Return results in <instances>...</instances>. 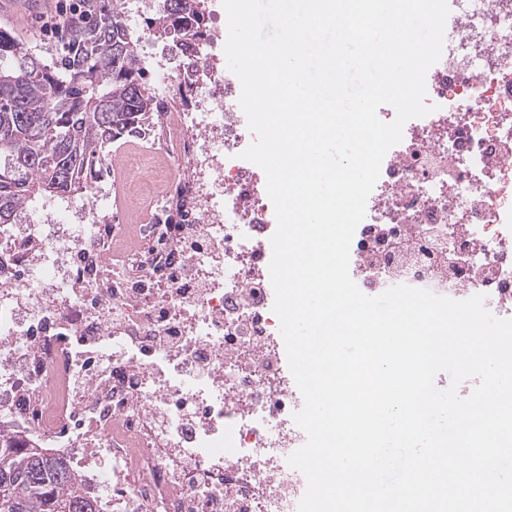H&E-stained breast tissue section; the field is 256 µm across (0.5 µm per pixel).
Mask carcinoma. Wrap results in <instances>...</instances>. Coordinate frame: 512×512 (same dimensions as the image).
Segmentation results:
<instances>
[{
  "mask_svg": "<svg viewBox=\"0 0 512 512\" xmlns=\"http://www.w3.org/2000/svg\"><path fill=\"white\" fill-rule=\"evenodd\" d=\"M197 0H165L156 33L188 50L206 34ZM121 14L104 7L50 61L0 29V225L29 202L78 194L112 143L156 121ZM0 512H101L67 460L0 436Z\"/></svg>",
  "mask_w": 512,
  "mask_h": 512,
  "instance_id": "obj_1",
  "label": "carcinoma"
}]
</instances>
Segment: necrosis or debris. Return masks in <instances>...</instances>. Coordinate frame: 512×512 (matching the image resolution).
<instances>
[{
    "label": "necrosis or debris",
    "mask_w": 512,
    "mask_h": 512,
    "mask_svg": "<svg viewBox=\"0 0 512 512\" xmlns=\"http://www.w3.org/2000/svg\"><path fill=\"white\" fill-rule=\"evenodd\" d=\"M154 75L158 120L118 175L0 226V432L75 465L103 512H289L306 441L281 365L266 177L208 34L153 61L144 12L116 0ZM426 75L430 114L386 153L350 244L375 292L485 297L512 319V0H459ZM464 244L452 254L451 242Z\"/></svg>",
    "instance_id": "4bbe7bcc"
}]
</instances>
